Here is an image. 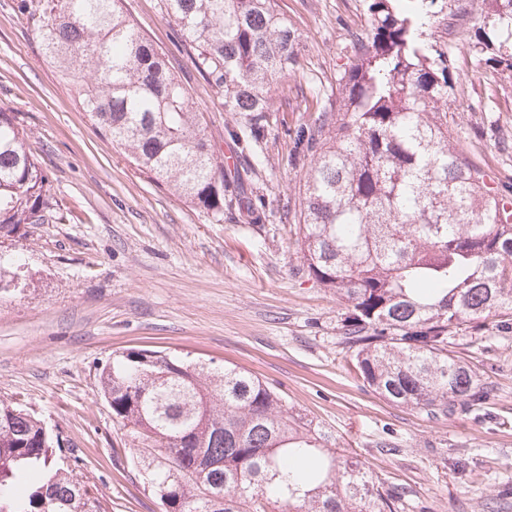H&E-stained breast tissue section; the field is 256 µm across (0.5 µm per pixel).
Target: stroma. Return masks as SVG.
<instances>
[{"label":"stroma","mask_w":512,"mask_h":512,"mask_svg":"<svg viewBox=\"0 0 512 512\" xmlns=\"http://www.w3.org/2000/svg\"><path fill=\"white\" fill-rule=\"evenodd\" d=\"M165 53L206 118L217 152L240 124L197 73L161 0H124ZM302 35L301 66L274 85L275 121L252 170L242 171L267 219L231 211L211 220L133 165L77 105L42 56L20 0H0V106L17 114L46 172L60 222L0 238L20 254L16 291L0 296V402L19 403L62 431L78 471L112 512H161L144 486L126 427L99 384L108 361L141 349L251 374L311 420L329 447L402 490L394 512H512V316L484 339L455 332L451 349L490 387L482 405L431 418L365 387L341 339L343 309L309 276L297 245L304 167L298 126L335 103L336 77L365 0H279ZM479 16L453 0L425 40L447 53L461 83L448 128L474 164L512 192V78L477 74L462 40Z\"/></svg>","instance_id":"35a3bbf8"}]
</instances>
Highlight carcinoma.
Returning a JSON list of instances; mask_svg holds the SVG:
<instances>
[{
    "label": "carcinoma",
    "mask_w": 512,
    "mask_h": 512,
    "mask_svg": "<svg viewBox=\"0 0 512 512\" xmlns=\"http://www.w3.org/2000/svg\"><path fill=\"white\" fill-rule=\"evenodd\" d=\"M123 0L24 4L43 56L73 85L95 126L148 178L211 216L261 215L165 57ZM200 77L235 112L237 153L257 157L270 92L300 67L301 33L278 0H162ZM336 108L295 131L309 161L299 234L308 274L345 309L342 344L364 385L432 417L482 403L476 372L451 333L512 315V195L490 186L448 132L458 76L424 42L426 15L366 0ZM466 51L485 71H512V0H480ZM20 119L0 108V238L56 220V203ZM112 415L153 445L137 457L163 512H393L395 490L323 444L324 435L256 377L163 351L103 369ZM59 435L20 405L0 404V512H111L58 455Z\"/></svg>",
    "instance_id": "1"
}]
</instances>
